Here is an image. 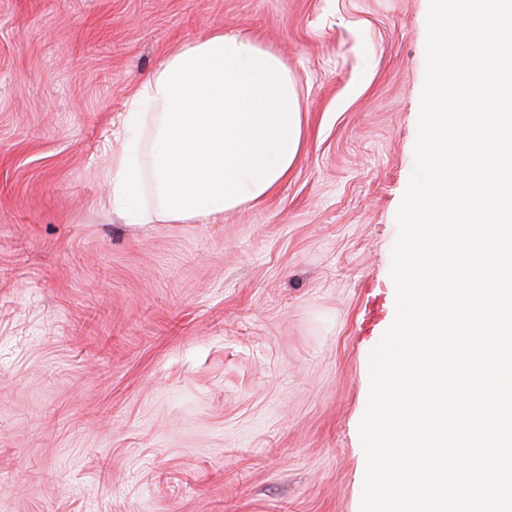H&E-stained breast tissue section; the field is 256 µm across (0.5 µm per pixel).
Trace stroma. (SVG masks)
<instances>
[{
	"label": "stroma",
	"instance_id": "35a3bbf8",
	"mask_svg": "<svg viewBox=\"0 0 512 512\" xmlns=\"http://www.w3.org/2000/svg\"><path fill=\"white\" fill-rule=\"evenodd\" d=\"M427 12L0 0V512H360ZM221 28L297 78L303 152L220 223H128L119 115L172 48Z\"/></svg>",
	"mask_w": 512,
	"mask_h": 512
}]
</instances>
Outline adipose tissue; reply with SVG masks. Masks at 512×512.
Instances as JSON below:
<instances>
[{
	"label": "adipose tissue",
	"mask_w": 512,
	"mask_h": 512,
	"mask_svg": "<svg viewBox=\"0 0 512 512\" xmlns=\"http://www.w3.org/2000/svg\"><path fill=\"white\" fill-rule=\"evenodd\" d=\"M151 120L159 211L136 206L140 148L112 158V201L138 224L203 221L261 203L302 150L301 104L282 60L255 38L216 30L171 51L131 96L126 129Z\"/></svg>",
	"instance_id": "1"
}]
</instances>
